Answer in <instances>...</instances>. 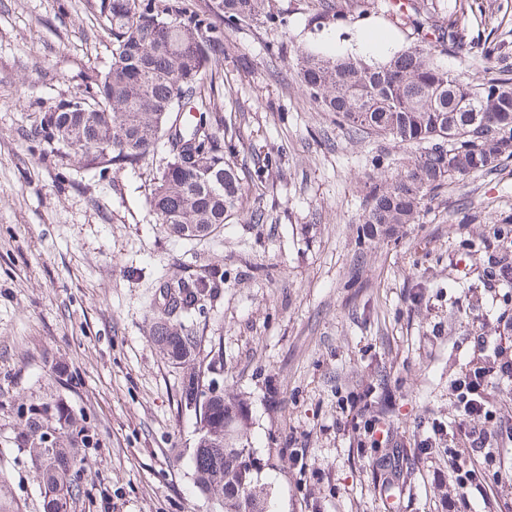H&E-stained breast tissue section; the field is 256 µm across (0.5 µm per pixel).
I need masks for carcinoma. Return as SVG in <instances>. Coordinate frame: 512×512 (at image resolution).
Instances as JSON below:
<instances>
[{
  "instance_id": "1",
  "label": "carcinoma",
  "mask_w": 512,
  "mask_h": 512,
  "mask_svg": "<svg viewBox=\"0 0 512 512\" xmlns=\"http://www.w3.org/2000/svg\"><path fill=\"white\" fill-rule=\"evenodd\" d=\"M216 10H198L188 0H100L99 14L112 35V67L94 80L92 101L81 97L42 113L34 134L52 150L67 146L60 129L76 133L81 153L92 161L135 165L164 140L167 160L149 198L161 224L226 223L229 216L253 223L262 214L244 206V172L234 161L232 139L216 133L198 138L218 123V112L202 95V80L222 65L218 22H276V0H214ZM411 10L417 30L432 31L442 48L464 47L461 29L436 0H416ZM299 86L323 112L336 115L353 135H376L416 149L402 168L368 182L364 223L378 234L416 224L442 190L471 176L487 174L512 158V79L474 85L440 66L432 48L418 45L370 64L353 56L309 54L298 62ZM208 155L222 181L200 189L194 181L200 153ZM488 234L466 239L462 253L483 258L487 276L512 288V216L487 215ZM222 275L180 283L169 313L194 310ZM153 343L169 359L189 358L194 337L175 324L155 326ZM27 411L55 421V429L76 426L59 405L31 404ZM201 436L193 452L194 474L206 494L224 496V512H272L254 473L250 449L233 446L242 436L244 409L224 394L193 408ZM48 431L36 427L26 447L42 471L44 512H67L76 492L79 448L47 444Z\"/></svg>"
}]
</instances>
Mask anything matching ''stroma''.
Masks as SVG:
<instances>
[{
	"label": "stroma",
	"instance_id": "1",
	"mask_svg": "<svg viewBox=\"0 0 512 512\" xmlns=\"http://www.w3.org/2000/svg\"><path fill=\"white\" fill-rule=\"evenodd\" d=\"M439 2L467 42L436 50L439 63L475 85L512 77V0ZM98 3L0 0V480L22 512H43L25 410L57 401L87 440L70 512H224L190 464L200 432L184 385L196 368L243 403L242 443L277 512H446L453 484L433 474L449 449L472 454L451 432L452 383L484 362L473 324L502 336L512 360L501 322L512 288L483 278L458 243L485 233L480 216H512V158L446 186L422 223L361 237L366 184L409 151L347 133L301 90L297 63L381 62L417 34L370 0H338L337 22L316 18L315 0H277L281 22L225 26L223 67L203 79L239 135L238 166L260 174L244 188L264 219L178 237L148 203L163 153L91 164L33 134L112 63ZM214 270L221 288L180 320L194 351L170 362L150 340L166 288ZM465 291L469 306L456 307ZM377 417L389 436L375 446L364 425ZM469 499L512 512V466Z\"/></svg>",
	"mask_w": 512,
	"mask_h": 512
}]
</instances>
